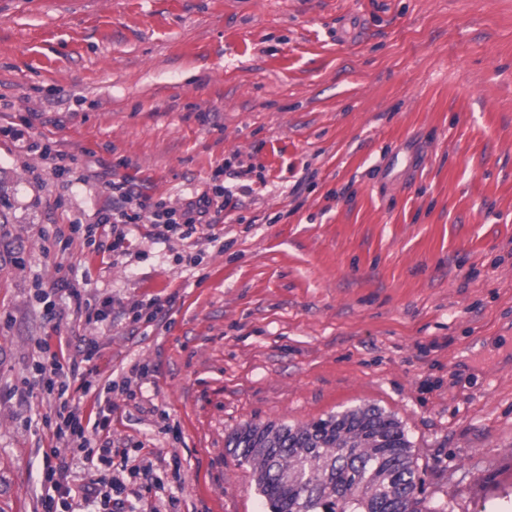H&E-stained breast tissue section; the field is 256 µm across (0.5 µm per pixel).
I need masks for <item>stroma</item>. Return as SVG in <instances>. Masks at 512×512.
<instances>
[{"label":"stroma","instance_id":"1","mask_svg":"<svg viewBox=\"0 0 512 512\" xmlns=\"http://www.w3.org/2000/svg\"><path fill=\"white\" fill-rule=\"evenodd\" d=\"M1 122L61 159L0 136V512H41L54 399L16 389L46 336L97 337L104 379L150 368L112 394L127 512L159 484L181 512H269L226 436L364 405L429 502L512 512V0H0ZM124 178L168 207L224 187L216 241L54 238ZM74 279L104 322L73 318ZM156 298L162 322L123 313Z\"/></svg>","mask_w":512,"mask_h":512}]
</instances>
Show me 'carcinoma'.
I'll use <instances>...</instances> for the list:
<instances>
[{
	"instance_id": "1",
	"label": "carcinoma",
	"mask_w": 512,
	"mask_h": 512,
	"mask_svg": "<svg viewBox=\"0 0 512 512\" xmlns=\"http://www.w3.org/2000/svg\"><path fill=\"white\" fill-rule=\"evenodd\" d=\"M12 208L0 177V224ZM225 447L252 467L270 512H439L422 497L403 427L375 405L297 426L247 424Z\"/></svg>"
}]
</instances>
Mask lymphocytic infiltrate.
Masks as SVG:
<instances>
[{
    "instance_id": "obj_1",
    "label": "lymphocytic infiltrate",
    "mask_w": 512,
    "mask_h": 512,
    "mask_svg": "<svg viewBox=\"0 0 512 512\" xmlns=\"http://www.w3.org/2000/svg\"><path fill=\"white\" fill-rule=\"evenodd\" d=\"M112 206L103 211L98 224L88 225V234H95L98 225H110L112 241L109 251H122L130 232L133 217L129 205H137L151 211V222L158 239L171 238L187 240L197 233L200 225L216 224L217 218L211 209L223 190L215 194H201L188 200L179 210L159 205H148L146 199L136 193L134 185L126 180L109 183ZM100 346L96 338L84 339L76 355L55 352L34 359L30 379L25 380L23 389L32 392L41 388L47 394L55 395L57 403L52 417L46 418L49 437L53 444L63 448L82 450L86 464L112 462V402L114 391L129 392L133 378L122 374L108 379L104 387H95L93 378L97 374L95 361ZM70 465L66 460H52L44 457L41 468L42 512H70L71 507L95 506L97 512H112L113 493L122 492L124 486L119 479L107 473H97L82 490H75L69 480Z\"/></svg>"
}]
</instances>
